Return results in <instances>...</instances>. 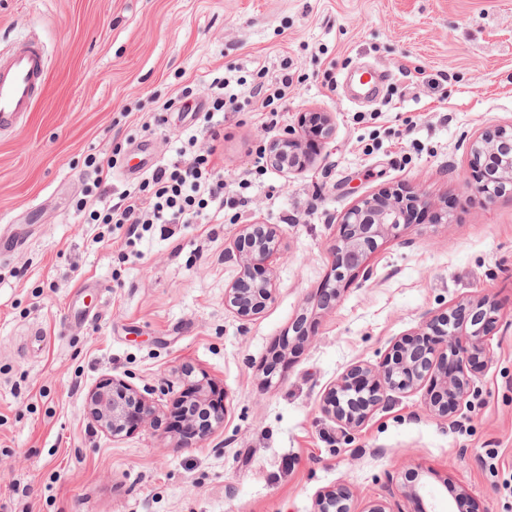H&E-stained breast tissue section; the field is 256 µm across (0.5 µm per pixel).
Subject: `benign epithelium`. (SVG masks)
<instances>
[{
	"label": "benign epithelium",
	"instance_id": "7a95c632",
	"mask_svg": "<svg viewBox=\"0 0 512 512\" xmlns=\"http://www.w3.org/2000/svg\"><path fill=\"white\" fill-rule=\"evenodd\" d=\"M332 132L327 112H305L297 125L274 137L268 145L275 167L285 173L309 163L304 142L313 135L327 138ZM470 167L477 191L488 197L512 193V127L487 131L471 146ZM432 204L420 195L384 190L360 200L345 211L332 249V272L337 295L341 283L356 276L379 241L396 236L408 223V212ZM280 231L274 224H244L225 258L240 267L237 278L226 288L225 307L243 318L260 314L274 298L272 279L252 277L251 270L264 266L279 251ZM492 317L485 301L459 303L448 312L431 317L401 343L393 344L377 365L359 364L327 392L323 412L344 429L361 426L384 405L392 393L418 389L427 377L439 382L442 391L430 401L429 410L446 417L467 398L473 377L466 368L473 355L486 353ZM210 424L198 429L185 414L190 432L203 440L223 422L222 408H213ZM89 418L104 432L116 437L136 424L154 421L156 406L126 380L112 377L92 388L86 398ZM350 493L344 487L319 495L315 512H351Z\"/></svg>",
	"mask_w": 512,
	"mask_h": 512
}]
</instances>
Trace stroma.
<instances>
[{
  "label": "stroma",
  "instance_id": "obj_1",
  "mask_svg": "<svg viewBox=\"0 0 512 512\" xmlns=\"http://www.w3.org/2000/svg\"><path fill=\"white\" fill-rule=\"evenodd\" d=\"M29 37L47 55L46 88L0 135V230L25 239L0 256L8 512H314L338 486L351 512H512V194L475 193L468 150L512 125V0H0V49ZM262 68L294 80L276 128L252 101L192 116L218 77L250 86ZM365 68L389 75L370 102L346 80ZM186 87L190 111H163ZM311 109L333 117L312 162L257 172L258 150ZM192 137L215 147L225 196L246 205L132 239L78 215L89 156L120 151L109 201L140 182L129 166L179 161ZM389 188L426 195L447 223L425 213L402 226L368 276L317 309L342 214ZM253 223L277 225L282 247L266 270L273 301L243 320L224 305L239 273L224 251ZM481 298L496 307L490 361L456 412L431 415L421 388L351 431L323 413L351 365L378 364L426 319ZM113 376L155 401L154 423L115 437L90 421L88 391ZM202 378L225 412L201 441L183 437L175 407Z\"/></svg>",
  "mask_w": 512,
  "mask_h": 512
}]
</instances>
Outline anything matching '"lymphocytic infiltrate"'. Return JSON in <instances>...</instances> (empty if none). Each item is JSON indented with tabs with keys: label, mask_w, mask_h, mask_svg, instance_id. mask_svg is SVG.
<instances>
[{
	"label": "lymphocytic infiltrate",
	"mask_w": 512,
	"mask_h": 512,
	"mask_svg": "<svg viewBox=\"0 0 512 512\" xmlns=\"http://www.w3.org/2000/svg\"><path fill=\"white\" fill-rule=\"evenodd\" d=\"M292 83L289 75L282 74L252 86L249 95L274 122L288 104ZM182 155L181 161L155 168L137 185L124 189L110 206H101L99 195L86 194L78 203L79 211L88 213L96 224H127L134 229L191 223L210 204L223 203L224 184L214 176L211 151L199 152L189 145Z\"/></svg>",
	"instance_id": "1"
}]
</instances>
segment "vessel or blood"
Segmentation results:
<instances>
[{
    "label": "vessel or blood",
    "instance_id": "obj_1",
    "mask_svg": "<svg viewBox=\"0 0 512 512\" xmlns=\"http://www.w3.org/2000/svg\"><path fill=\"white\" fill-rule=\"evenodd\" d=\"M47 62L38 39L0 54V131L20 125L44 92Z\"/></svg>",
    "mask_w": 512,
    "mask_h": 512
}]
</instances>
